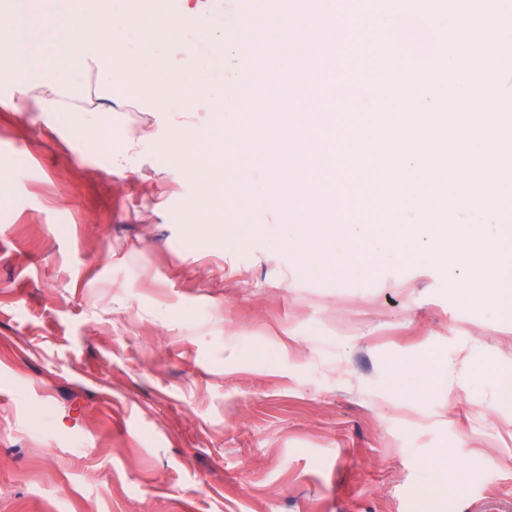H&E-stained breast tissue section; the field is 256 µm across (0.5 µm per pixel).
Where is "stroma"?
Wrapping results in <instances>:
<instances>
[{"label": "stroma", "mask_w": 512, "mask_h": 512, "mask_svg": "<svg viewBox=\"0 0 512 512\" xmlns=\"http://www.w3.org/2000/svg\"><path fill=\"white\" fill-rule=\"evenodd\" d=\"M233 9L216 0L223 50L195 66L253 64ZM357 35L340 24L308 95L369 75ZM443 41L388 54L424 70ZM12 92L0 73V512H512V317L469 267L335 274L271 203L194 223L168 153L113 178L102 134L13 111ZM224 148L225 182L255 193L258 144Z\"/></svg>", "instance_id": "1"}]
</instances>
